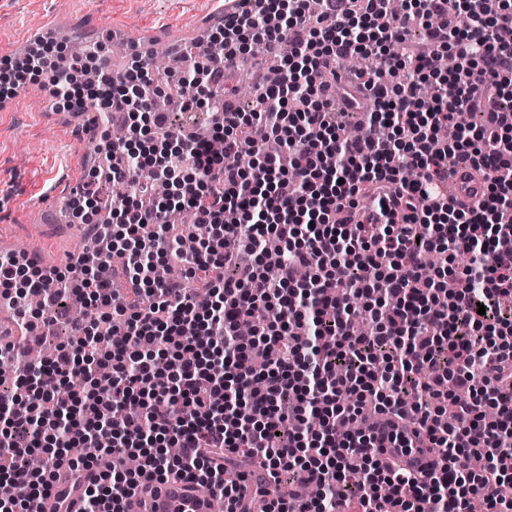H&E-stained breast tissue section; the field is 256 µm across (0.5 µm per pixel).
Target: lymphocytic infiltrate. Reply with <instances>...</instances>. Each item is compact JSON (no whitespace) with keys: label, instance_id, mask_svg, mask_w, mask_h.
<instances>
[{"label":"lymphocytic infiltrate","instance_id":"lymphocytic-infiltrate-1","mask_svg":"<svg viewBox=\"0 0 512 512\" xmlns=\"http://www.w3.org/2000/svg\"><path fill=\"white\" fill-rule=\"evenodd\" d=\"M240 2L178 73L189 104L232 96L253 44L293 51L255 108L223 109L203 134L175 130L143 95L147 49L118 75L50 41L0 68L13 95L67 64L123 114L128 137L155 147L141 165L100 126L99 163L70 209L86 223L103 177L130 193L98 251L63 270L0 257V304L33 292L89 312L59 349L68 369L23 366L0 397V512L57 494L61 460L77 483L115 453L138 468L95 471L80 512H122L146 474L202 482L240 512L238 484L224 482L239 458L267 472L266 512H512V109H485L512 87V0H457L467 23L455 29L437 21L442 0H405L390 27L378 23L386 0ZM415 25L420 50L406 44ZM360 52L378 68L341 75ZM448 53L457 68L438 70ZM361 109L357 134L340 137ZM461 112L481 119L457 126ZM245 139L253 172L235 160ZM463 159L482 173L471 206L442 191ZM177 208L207 235L184 275L159 282ZM454 252L469 257L462 271L448 266ZM364 316L371 327L355 333ZM347 418L359 427L338 434ZM386 444L437 449L444 464L417 475L383 457ZM31 455L41 468L24 466ZM285 480L325 493L278 495Z\"/></svg>","mask_w":512,"mask_h":512}]
</instances>
